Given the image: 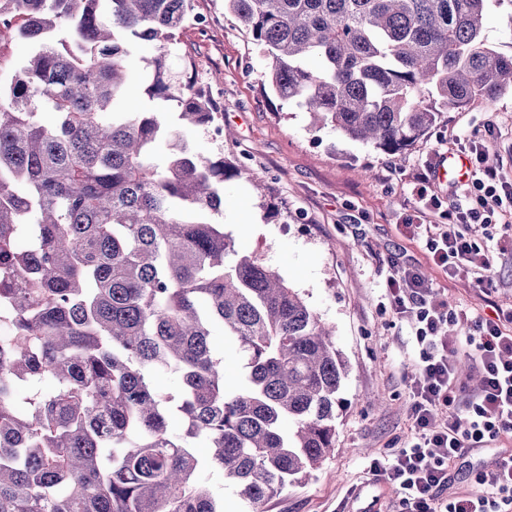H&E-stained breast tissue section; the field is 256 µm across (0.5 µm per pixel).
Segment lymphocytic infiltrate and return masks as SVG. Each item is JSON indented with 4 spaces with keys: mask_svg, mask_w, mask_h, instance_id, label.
<instances>
[{
    "mask_svg": "<svg viewBox=\"0 0 512 512\" xmlns=\"http://www.w3.org/2000/svg\"><path fill=\"white\" fill-rule=\"evenodd\" d=\"M488 127L483 140L469 141L457 153L468 162V207L450 212L437 224L439 200L429 195L434 168L418 169L412 193L419 202L416 221L406 222L404 236L425 243L429 261L448 277L467 274L473 287L492 284L494 255L512 256V185L500 169L485 163V144L497 137ZM397 313H411L420 363L409 381L414 437L392 457L371 462L378 479L397 485L405 512H512V453L500 455L485 487L447 497L450 469L471 448H487L512 437V334L505 325L512 309L493 307L477 316L459 343H449L442 328L451 316L432 280L419 269L402 268L387 279ZM474 361L479 391L465 399L457 366Z\"/></svg>",
    "mask_w": 512,
    "mask_h": 512,
    "instance_id": "1",
    "label": "lymphocytic infiltrate"
}]
</instances>
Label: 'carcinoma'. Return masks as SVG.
Listing matches in <instances>:
<instances>
[{"label":"carcinoma","mask_w":512,"mask_h":512,"mask_svg":"<svg viewBox=\"0 0 512 512\" xmlns=\"http://www.w3.org/2000/svg\"><path fill=\"white\" fill-rule=\"evenodd\" d=\"M485 0H224L283 102L401 154L438 113L512 88V56L481 37ZM193 0H0V512H252L336 451L345 361L300 293L207 219L242 165L185 132L213 99L168 56ZM160 112H118L133 47ZM165 145L166 159L157 157ZM32 240L17 250L18 239ZM245 361L224 388L210 336ZM176 375V393L156 376ZM293 427L285 431L284 421ZM178 421L181 432L171 428ZM202 443L209 453L194 452ZM33 46L20 40H14L12 43L2 47V67L13 69L22 65L31 54ZM210 483L224 497V512H250V508L246 501L239 495L233 487H225L221 475L211 472L209 475Z\"/></svg>","instance_id":"cac0c4a2"}]
</instances>
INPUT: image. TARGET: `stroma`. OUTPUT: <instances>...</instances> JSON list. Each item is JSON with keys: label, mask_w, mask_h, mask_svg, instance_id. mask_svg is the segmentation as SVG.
I'll use <instances>...</instances> for the list:
<instances>
[{"label": "stroma", "mask_w": 512, "mask_h": 512, "mask_svg": "<svg viewBox=\"0 0 512 512\" xmlns=\"http://www.w3.org/2000/svg\"><path fill=\"white\" fill-rule=\"evenodd\" d=\"M194 20L177 35L169 59L175 78L208 92L218 125L188 130L192 148L206 157L241 164L246 174L224 184V207L210 214L243 253H253L298 290L323 321L346 362L336 419V451L309 480L288 485L265 512H402L396 486L368 471L392 456L413 432L407 385L419 347L406 317L395 314L387 278L415 265L432 279L449 309L468 319L490 304L512 307V258H494V287L474 288L469 277L448 279L428 260L423 242L398 229L417 202L412 176L438 165L452 139L495 126L486 163L512 182V90L490 102L439 113L426 136L402 157L315 126L309 113L284 108L263 88L266 62L224 0H194ZM209 18L200 28L198 18ZM482 38L512 55V0H488ZM500 448H476L451 468L449 492L475 491L478 474L492 471Z\"/></svg>", "instance_id": "stroma-1"}]
</instances>
